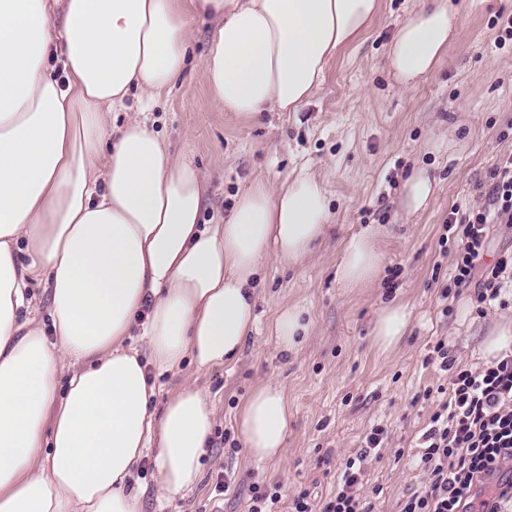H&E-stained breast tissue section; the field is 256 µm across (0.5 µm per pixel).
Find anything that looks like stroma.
Returning a JSON list of instances; mask_svg holds the SVG:
<instances>
[{"label":"stroma","mask_w":512,"mask_h":512,"mask_svg":"<svg viewBox=\"0 0 512 512\" xmlns=\"http://www.w3.org/2000/svg\"><path fill=\"white\" fill-rule=\"evenodd\" d=\"M421 4L380 0L373 24L331 62L300 111L256 118L224 111L212 99L203 59L215 21L191 18L186 66L148 119L169 150L191 158L206 177L203 223L228 217L253 181L276 184L305 170L328 190V232L299 264L272 254L263 259L256 330L234 363L199 370L187 361L177 372L151 373L163 393L188 382L204 391L215 425L202 477L184 497L159 500L152 460L136 467L139 512H246L255 484L278 487L285 499L305 488L328 498L345 461L376 425L388 435L367 464L363 494L373 512H400L408 495L423 490L415 454L449 383L433 358L436 343L447 344L457 365L476 368L485 362L486 332L512 319V303L478 312L469 288L440 297L455 252L444 240V223L454 206L483 205L490 169L512 152V42L497 41V19L512 16V0H464L460 31L445 57L417 87L404 89L388 71L386 46ZM415 168L436 187L428 204L410 213L402 188ZM364 231L374 232L383 255L379 275L366 287H343L336 281L342 244ZM392 301L412 308V325L394 351L381 355L369 333ZM295 304L305 309L309 330L295 352L285 353L271 325ZM264 383L286 390L293 419L282 456L259 462L241 447L235 418ZM227 470L235 486L222 495L215 484Z\"/></svg>","instance_id":"1"}]
</instances>
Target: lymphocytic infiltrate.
I'll use <instances>...</instances> for the list:
<instances>
[{
    "label": "lymphocytic infiltrate",
    "mask_w": 512,
    "mask_h": 512,
    "mask_svg": "<svg viewBox=\"0 0 512 512\" xmlns=\"http://www.w3.org/2000/svg\"><path fill=\"white\" fill-rule=\"evenodd\" d=\"M489 179L483 207L448 218L445 230L460 243L452 286L441 291L446 297L451 289L470 287L477 303L486 306L501 301L503 280L512 272V251L488 253L491 226L512 224V154L499 160ZM434 351L450 373L448 399L422 436L418 466L427 485L403 501L401 512H472L481 485L512 464V352L473 369L456 366L445 343ZM386 438L384 428L373 427L362 448L346 460L335 493L322 500L302 490L291 499L290 512H372L362 494L365 464Z\"/></svg>",
    "instance_id": "lymphocytic-infiltrate-1"
}]
</instances>
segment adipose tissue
Masks as SVG:
<instances>
[{
	"label": "adipose tissue",
	"instance_id": "1",
	"mask_svg": "<svg viewBox=\"0 0 512 512\" xmlns=\"http://www.w3.org/2000/svg\"><path fill=\"white\" fill-rule=\"evenodd\" d=\"M379 7L0 0V512H139L130 482L149 453L163 498L195 487L211 403L187 384L155 408L150 369L233 361L256 330L262 258L300 262L326 232V189L304 171L276 187L254 181L226 220L201 223L207 183L195 165L147 123L108 133L104 113L124 108L131 89L149 102L174 85L201 12L221 19L203 61L214 101L249 117L299 111ZM461 22L457 0H425L387 46L395 81L412 88L431 74ZM380 266L374 235L360 232L336 280L360 288ZM33 277L48 293V333L27 292ZM412 317L405 303L385 305L372 347L395 350ZM137 326L143 353L126 343ZM291 419L285 390L265 383L236 426L249 454L271 461Z\"/></svg>",
	"mask_w": 512,
	"mask_h": 512
}]
</instances>
